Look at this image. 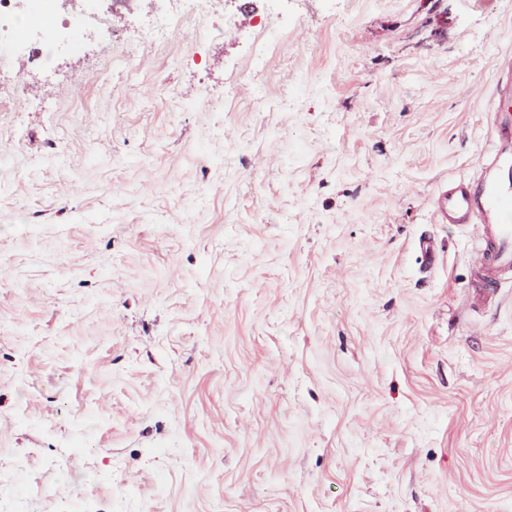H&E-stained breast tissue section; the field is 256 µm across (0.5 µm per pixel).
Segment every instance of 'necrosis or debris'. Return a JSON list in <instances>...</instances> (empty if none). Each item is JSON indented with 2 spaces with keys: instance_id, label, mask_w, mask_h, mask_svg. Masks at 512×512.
Segmentation results:
<instances>
[{
  "instance_id": "1",
  "label": "necrosis or debris",
  "mask_w": 512,
  "mask_h": 512,
  "mask_svg": "<svg viewBox=\"0 0 512 512\" xmlns=\"http://www.w3.org/2000/svg\"><path fill=\"white\" fill-rule=\"evenodd\" d=\"M26 8H18L16 0H0V95L21 97L23 108L38 106L35 92L20 93L18 79L25 70L48 64L60 42L71 49H79L84 37L92 36L102 43H111L113 31L98 14L96 0H27ZM165 11L152 8L141 10L144 23L138 29L126 32L130 46L166 39L170 28L177 23L198 20L211 27L224 23V0H167ZM48 16L40 29L38 43L30 41V18ZM252 23L258 32L251 48L255 72H262L268 51L277 41L285 21L279 12L265 9L253 14Z\"/></svg>"
}]
</instances>
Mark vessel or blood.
Wrapping results in <instances>:
<instances>
[{
	"mask_svg": "<svg viewBox=\"0 0 512 512\" xmlns=\"http://www.w3.org/2000/svg\"><path fill=\"white\" fill-rule=\"evenodd\" d=\"M491 150L480 173L439 190L434 211L442 224H474L480 230L475 251V298L496 300L512 274V61L503 63L491 107Z\"/></svg>",
	"mask_w": 512,
	"mask_h": 512,
	"instance_id": "1",
	"label": "vessel or blood"
}]
</instances>
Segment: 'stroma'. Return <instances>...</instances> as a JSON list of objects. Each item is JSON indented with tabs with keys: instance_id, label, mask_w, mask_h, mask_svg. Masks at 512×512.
Here are the masks:
<instances>
[{
	"instance_id": "35a3bbf8",
	"label": "stroma",
	"mask_w": 512,
	"mask_h": 512,
	"mask_svg": "<svg viewBox=\"0 0 512 512\" xmlns=\"http://www.w3.org/2000/svg\"><path fill=\"white\" fill-rule=\"evenodd\" d=\"M277 7L259 74L243 14L0 97V512H512V278L431 204L512 0Z\"/></svg>"
}]
</instances>
